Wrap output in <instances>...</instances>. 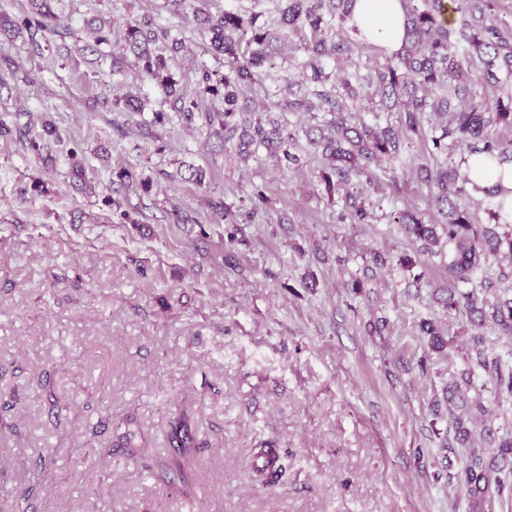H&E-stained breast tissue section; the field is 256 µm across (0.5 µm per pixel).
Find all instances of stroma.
I'll return each mask as SVG.
<instances>
[{"label": "stroma", "instance_id": "stroma-1", "mask_svg": "<svg viewBox=\"0 0 512 512\" xmlns=\"http://www.w3.org/2000/svg\"><path fill=\"white\" fill-rule=\"evenodd\" d=\"M164 2L55 0L62 32L43 56L25 37L0 48V120L13 130L0 137V500L34 485L19 512H468L444 390L470 376L467 397L485 409L479 444L496 449L512 400L497 399L472 338L512 360V335L446 310L435 291L447 270L396 222L404 211L439 219L419 170L455 166L461 148L437 152L441 121L426 113L400 159L354 179L369 212L354 223L324 191L320 151L298 147L283 169L262 150L245 160L235 143L214 147L197 69L224 60ZM98 16L112 31L94 54L84 46ZM143 20L184 40L168 66L193 116L123 53L128 24ZM330 36L348 48L327 70L366 80L387 59L348 24ZM135 89L144 111L119 104ZM246 96L297 135L326 119L281 111L265 81ZM46 119L49 164L29 144ZM76 146L95 192L71 174ZM191 166L203 184L186 180ZM425 320L445 331L443 352ZM118 416L135 447H123ZM181 416L185 485L170 445ZM260 448L288 466L277 485L252 468Z\"/></svg>", "mask_w": 512, "mask_h": 512}]
</instances>
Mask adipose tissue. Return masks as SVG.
Returning a JSON list of instances; mask_svg holds the SVG:
<instances>
[{
    "mask_svg": "<svg viewBox=\"0 0 512 512\" xmlns=\"http://www.w3.org/2000/svg\"><path fill=\"white\" fill-rule=\"evenodd\" d=\"M352 20L368 43L392 54L403 41V6L401 0H356Z\"/></svg>",
    "mask_w": 512,
    "mask_h": 512,
    "instance_id": "adipose-tissue-1",
    "label": "adipose tissue"
}]
</instances>
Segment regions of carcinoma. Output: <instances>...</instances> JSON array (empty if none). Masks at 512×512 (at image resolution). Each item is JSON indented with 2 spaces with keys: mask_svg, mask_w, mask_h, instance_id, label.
<instances>
[{
  "mask_svg": "<svg viewBox=\"0 0 512 512\" xmlns=\"http://www.w3.org/2000/svg\"><path fill=\"white\" fill-rule=\"evenodd\" d=\"M278 16L269 26L258 23L260 14L247 17L232 11L213 17L206 10H196V20L208 32L210 49L224 56L227 71L219 73L205 67L200 69L198 84L204 92L217 97L222 108L207 113V123L216 137L218 147L236 140L239 154L244 158L255 155L264 148L277 163L297 160L286 149L296 142L294 134L278 119H272L269 111H261L240 104L244 88L259 79L267 78L283 83L282 90L291 92L287 101L291 112H327L331 118L327 125L332 130L328 136L313 133L310 128L306 140L309 145L322 150L329 162V171L322 180L328 197L344 193L350 208V216L360 224L368 213L362 201V192L350 189L351 177L363 173L372 163L382 159L400 157L406 139L422 130V115L437 112L448 116L441 128V135L432 139L434 149H448L446 139L464 147L468 155L486 154L490 163L498 166L512 163V141L501 142L488 133L492 123L512 127V96L507 102H499L496 112L490 114L482 105L471 101L469 71L476 63L484 65V76L489 83L500 82L499 74L512 75V39L495 25L487 23L486 10L490 0H451L454 11L473 18L459 31L450 29L442 20L440 0H402L404 11V38L395 59L378 67L368 82L381 102L392 103L400 112L399 125L376 123L374 125L350 124V112L346 105L331 98L325 89L331 74L325 71L323 59L344 48V44L327 39L335 22L345 23L352 14L354 0H281ZM30 11L21 20L12 21L0 16V37L11 40L24 35L30 39L34 53L42 54L37 40L40 32H52L57 15L53 0H29ZM310 31L312 39L304 43L307 59L302 63L304 80L294 83L280 76L276 57L281 53V43L287 33ZM161 45L176 55L184 50L182 41L169 37V31L150 23H136L127 28L126 46L142 64V71L154 80L168 96L173 98L175 109L193 114L196 103L189 101L177 88V81L169 74L167 58L157 54L152 47ZM426 181L435 185L437 199L449 206L445 223L429 224L414 212H403L398 217L408 236L424 243V248L441 243L448 246V277L457 283L471 282L489 257L500 252L502 238L495 231L499 225H508L512 218V202L509 191L498 184L491 188L474 187L491 202L489 217L494 226H483L468 211L455 207L452 198L465 192L467 175L459 167H441L426 172ZM444 298L450 310L465 305L470 323L481 329L487 319L506 335H512V298L489 301L480 298L475 291L446 289ZM420 330L429 337L431 349L443 350L445 340L431 321L421 323ZM475 361L487 371L496 384L499 395L512 397V364L499 357L488 358L482 347L483 337H473ZM456 440L469 449V456L456 475L458 487L469 500V512H487L493 494L512 491V439L501 443L497 452L485 458L478 447L472 426L478 423L475 416L455 417Z\"/></svg>",
  "mask_w": 512,
  "mask_h": 512,
  "instance_id": "obj_1",
  "label": "carcinoma"
}]
</instances>
